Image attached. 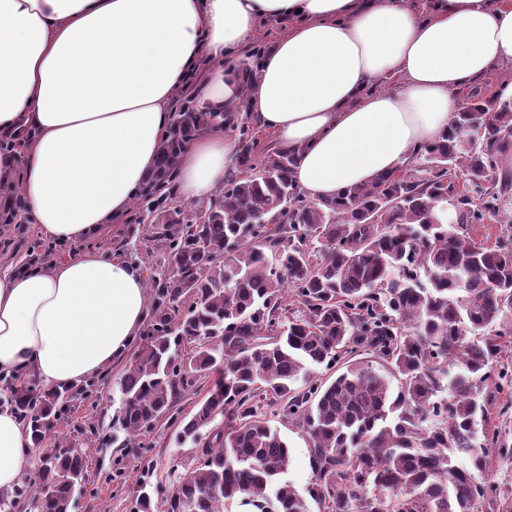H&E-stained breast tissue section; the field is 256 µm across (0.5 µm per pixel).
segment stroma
<instances>
[{"mask_svg":"<svg viewBox=\"0 0 512 512\" xmlns=\"http://www.w3.org/2000/svg\"><path fill=\"white\" fill-rule=\"evenodd\" d=\"M40 239L41 234L32 222L0 224V276L31 263L30 246ZM124 369V359L112 362L109 366L112 383L100 386L89 400L77 403L68 423L58 429L59 435L67 436L87 452L90 482L86 490L76 496L71 512H129L130 500L136 493L143 470H151L152 482L166 485L173 468L181 469L194 462L191 445L179 444L176 427L164 422L158 423L148 435L153 450L143 460L127 456L115 447L101 451L93 446V438L85 433L84 427L91 420L110 423L114 411L112 400L119 395L115 381ZM265 414L270 425L278 428L288 444L289 481L298 491H305L311 482L308 437L301 429L280 423L273 408H266Z\"/></svg>","mask_w":512,"mask_h":512,"instance_id":"35a3bbf8","label":"stroma"}]
</instances>
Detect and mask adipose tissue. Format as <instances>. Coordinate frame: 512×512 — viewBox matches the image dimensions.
Here are the masks:
<instances>
[{
    "mask_svg": "<svg viewBox=\"0 0 512 512\" xmlns=\"http://www.w3.org/2000/svg\"><path fill=\"white\" fill-rule=\"evenodd\" d=\"M287 23L257 76L240 63L259 24ZM512 70V0H0V208L22 200L41 234L80 243L128 212L154 172L178 91L243 102L311 199L372 183L434 143L460 92ZM397 80L394 91L382 82ZM238 145L214 128L177 163L183 200L211 197ZM149 294L140 271L93 249L0 277V372L42 387L78 383L139 336ZM31 445L0 408V490Z\"/></svg>",
    "mask_w": 512,
    "mask_h": 512,
    "instance_id": "adipose-tissue-1",
    "label": "adipose tissue"
}]
</instances>
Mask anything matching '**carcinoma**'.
Listing matches in <instances>:
<instances>
[{
	"label": "carcinoma",
	"instance_id": "carcinoma-1",
	"mask_svg": "<svg viewBox=\"0 0 512 512\" xmlns=\"http://www.w3.org/2000/svg\"><path fill=\"white\" fill-rule=\"evenodd\" d=\"M512 72L497 89H472L449 132L414 150L410 167L312 200L293 179L296 157L263 159L242 127L238 169L191 211L173 205L187 142L238 119L239 107L193 97L175 112L152 176L135 197L121 256L148 265V322L118 383L103 446L150 451L141 441L167 418L195 462L170 485L139 483L130 512H512V481L490 472V452L512 454L499 428L512 407ZM0 224H22L19 188ZM453 201L455 224L440 204ZM150 223H144V220ZM506 225L492 244L468 228ZM320 366L343 368L333 380ZM213 386L185 413L202 380ZM80 387L13 378L0 397L39 452L34 478L0 491V512H70L89 483L83 449L50 433ZM276 407L310 440L311 486L286 478L288 445L263 409Z\"/></svg>",
	"mask_w": 512,
	"mask_h": 512
}]
</instances>
